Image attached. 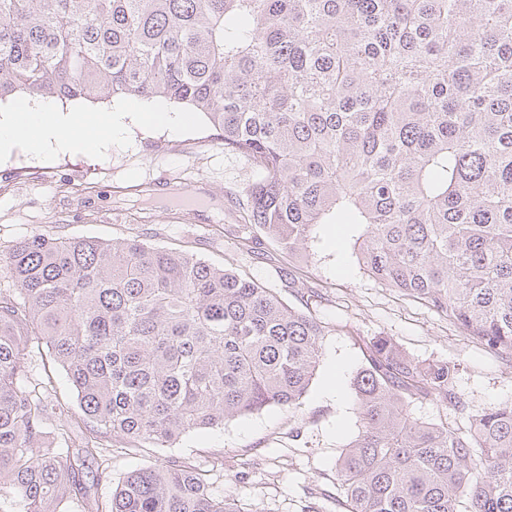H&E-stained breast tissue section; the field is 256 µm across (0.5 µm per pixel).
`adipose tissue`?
Returning <instances> with one entry per match:
<instances>
[{"label":"adipose tissue","mask_w":512,"mask_h":512,"mask_svg":"<svg viewBox=\"0 0 512 512\" xmlns=\"http://www.w3.org/2000/svg\"><path fill=\"white\" fill-rule=\"evenodd\" d=\"M123 113L65 110L58 106L27 105L0 118V153H9L20 142L36 151L68 152L76 147L96 151L99 142L92 131L105 122L109 133H120Z\"/></svg>","instance_id":"obj_1"}]
</instances>
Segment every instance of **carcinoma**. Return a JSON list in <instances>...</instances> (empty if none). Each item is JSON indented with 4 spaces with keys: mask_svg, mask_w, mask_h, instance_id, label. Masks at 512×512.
<instances>
[{
    "mask_svg": "<svg viewBox=\"0 0 512 512\" xmlns=\"http://www.w3.org/2000/svg\"><path fill=\"white\" fill-rule=\"evenodd\" d=\"M163 98L204 113L259 170L255 249L312 258L320 224L357 226L361 268L512 355V0H0V101ZM0 490L23 512H71L94 431L52 446L55 408L27 385L29 337L83 419L170 448L266 408L296 406L328 323L192 254L140 239L34 235L4 260ZM359 432L341 454L346 512H512V403L463 425L419 421L456 364L365 343ZM95 512H240L179 457L135 470Z\"/></svg>",
    "mask_w": 512,
    "mask_h": 512,
    "instance_id": "1",
    "label": "carcinoma"
}]
</instances>
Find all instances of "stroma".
Instances as JSON below:
<instances>
[{"label":"stroma","mask_w":512,"mask_h":512,"mask_svg":"<svg viewBox=\"0 0 512 512\" xmlns=\"http://www.w3.org/2000/svg\"><path fill=\"white\" fill-rule=\"evenodd\" d=\"M126 104L131 113L125 133L99 130L96 152L43 157L20 150L0 160V256L35 234L136 237L245 273L291 305L309 306L334 329L323 338L320 366L297 407H271L221 429H199L170 448L147 444L124 451L119 440L101 435L112 458L100 500H108L113 483L127 473L179 457L206 471L212 493L235 501L243 512H303L313 492L322 495L320 512H336V463L358 434L352 382L364 364V341L376 336L392 337L416 359L459 366L455 390L464 410L423 400L410 405L412 417L461 423L467 415L512 403V357L486 350L424 303L366 273L352 254L347 225L318 226L309 261L288 258L271 243L259 255L241 249L242 205L257 170L242 155L225 151L203 114L188 110L185 126L176 130L163 121L143 122L134 111L136 99ZM23 167L47 177L36 184L9 182L10 172ZM289 273L316 289L317 297L302 302L285 286ZM29 349L31 385L47 387L62 411L61 425L76 429V393L64 370L48 362L38 340H30Z\"/></svg>","instance_id":"obj_1"}]
</instances>
